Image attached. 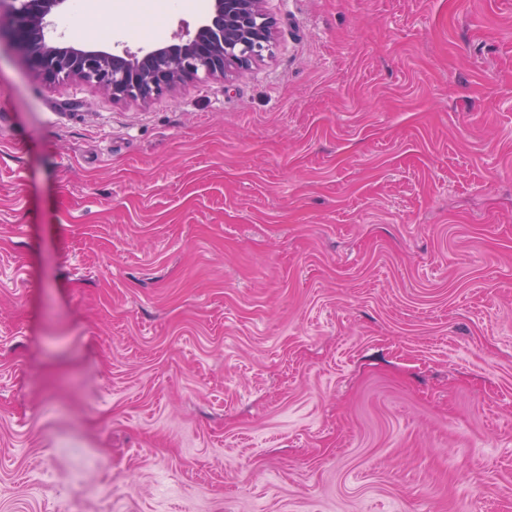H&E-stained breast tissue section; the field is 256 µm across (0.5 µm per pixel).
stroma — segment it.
<instances>
[{
    "label": "stroma",
    "instance_id": "stroma-1",
    "mask_svg": "<svg viewBox=\"0 0 512 512\" xmlns=\"http://www.w3.org/2000/svg\"><path fill=\"white\" fill-rule=\"evenodd\" d=\"M265 9L144 101L0 40V512H512V0Z\"/></svg>",
    "mask_w": 512,
    "mask_h": 512
}]
</instances>
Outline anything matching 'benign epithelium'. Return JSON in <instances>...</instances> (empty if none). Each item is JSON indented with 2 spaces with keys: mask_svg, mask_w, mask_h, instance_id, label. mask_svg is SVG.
Instances as JSON below:
<instances>
[{
  "mask_svg": "<svg viewBox=\"0 0 512 512\" xmlns=\"http://www.w3.org/2000/svg\"><path fill=\"white\" fill-rule=\"evenodd\" d=\"M265 0H210L207 22L179 43L155 48L145 56L129 55L131 78L112 74L116 54L92 47L88 37L71 44L48 38L46 29L67 0H0V39L8 37L24 49L29 65L49 82L68 77L87 79L116 100L146 99L145 89L159 94L205 71L227 75L249 66L266 50L270 22Z\"/></svg>",
  "mask_w": 512,
  "mask_h": 512,
  "instance_id": "benign-epithelium-1",
  "label": "benign epithelium"
}]
</instances>
